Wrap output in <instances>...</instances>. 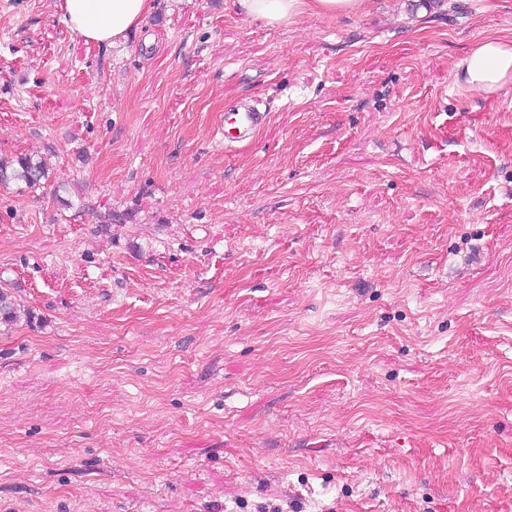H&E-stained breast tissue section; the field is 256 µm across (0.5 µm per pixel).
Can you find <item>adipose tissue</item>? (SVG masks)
Segmentation results:
<instances>
[{"mask_svg":"<svg viewBox=\"0 0 512 512\" xmlns=\"http://www.w3.org/2000/svg\"><path fill=\"white\" fill-rule=\"evenodd\" d=\"M367 0H236L239 12L275 26L309 13L350 15L362 12ZM153 0H64L65 22L85 41L116 43L150 12ZM464 81L472 89L494 92L512 83V43L486 39L462 62Z\"/></svg>","mask_w":512,"mask_h":512,"instance_id":"1","label":"adipose tissue"}]
</instances>
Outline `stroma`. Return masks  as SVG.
<instances>
[{
    "label": "stroma",
    "instance_id": "35a3bbf8",
    "mask_svg": "<svg viewBox=\"0 0 512 512\" xmlns=\"http://www.w3.org/2000/svg\"><path fill=\"white\" fill-rule=\"evenodd\" d=\"M63 5L0 0V512H512V0ZM154 0H65V22L86 42L116 43L150 12ZM239 12L264 21L267 25L286 24L292 18L313 15H350L360 13L369 0H235ZM464 81L472 89L494 92L512 82V43L488 38L462 62ZM268 116V112L255 104H243L233 112H225L224 148L232 150L238 143L252 139L266 126ZM47 171L46 162L40 157L24 155L12 161L0 159V184L13 182L31 189L47 177Z\"/></svg>",
    "mask_w": 512,
    "mask_h": 512
}]
</instances>
